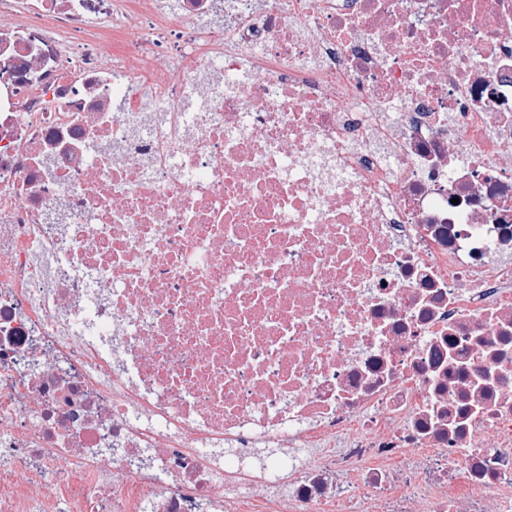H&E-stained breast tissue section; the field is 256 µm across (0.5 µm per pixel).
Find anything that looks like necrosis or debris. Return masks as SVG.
Wrapping results in <instances>:
<instances>
[{"label":"necrosis or debris","mask_w":512,"mask_h":512,"mask_svg":"<svg viewBox=\"0 0 512 512\" xmlns=\"http://www.w3.org/2000/svg\"><path fill=\"white\" fill-rule=\"evenodd\" d=\"M0 512H512V0H0Z\"/></svg>","instance_id":"4bbe7bcc"}]
</instances>
